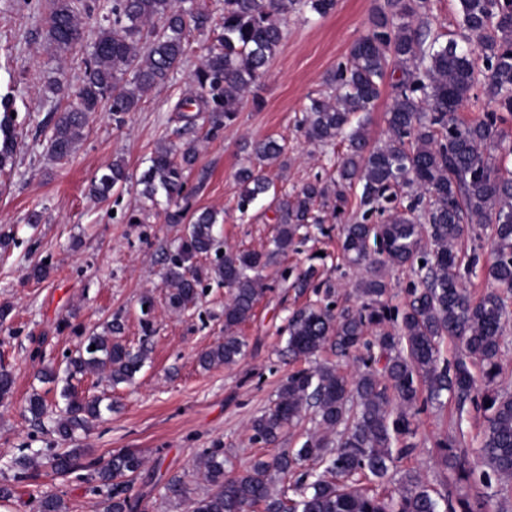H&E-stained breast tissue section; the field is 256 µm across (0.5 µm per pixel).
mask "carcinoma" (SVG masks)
Returning <instances> with one entry per match:
<instances>
[{
  "label": "carcinoma",
  "mask_w": 512,
  "mask_h": 512,
  "mask_svg": "<svg viewBox=\"0 0 512 512\" xmlns=\"http://www.w3.org/2000/svg\"><path fill=\"white\" fill-rule=\"evenodd\" d=\"M459 40L439 43L423 17L428 0H387L370 21L367 32L350 47L346 61L326 78L334 93L309 98L301 124L312 142L345 146L337 176L328 182L309 181L292 195L280 193L263 168L288 167L285 140L266 138L246 142L247 164L236 177L241 184L237 210L246 216L259 200L274 208L276 234L266 252L226 250L207 271L198 257L219 252L217 213L192 208L196 189L188 173L196 162V146L188 142L158 146L138 180L141 196L157 203L162 196L175 209L167 221H188L178 250L165 258L162 287L168 306L181 312L195 306L199 288L208 278L229 291L224 304V341L199 355L207 368L231 366L244 356L246 343L231 329L254 315L259 299L269 290L260 271L285 257L308 223H319L315 206H331L345 214L349 192L361 189V216L342 225V252L362 267L353 287L361 300L356 308L336 314L330 305L309 304L288 319L287 349L309 359L327 345L348 357L360 347L376 346L379 354L358 359L351 376L332 364L298 371L282 383L274 406L250 423L253 439L275 444L288 428L312 413L319 430L300 448L284 450L270 459L257 458L241 474L224 469V449H204L196 468L212 486L194 499L190 512H485L488 500L438 499L413 469L400 471L396 494L388 492L391 472L415 449L412 418L418 403H438L443 393L459 407L470 398L472 366H480L487 384L500 374V342L512 313L506 299L512 293V172H503L486 153L502 142L499 124L512 116V0H458ZM336 0H223L220 22L198 0H112V20L99 28L91 44L85 75L73 91L75 101L56 113L48 136V152L64 160L83 140L89 117L99 110L121 122L138 109L142 97L168 82L188 55L192 33L214 34L194 71L197 94L179 101L175 111L182 133L195 130L208 114L207 138H217L235 120L247 92L255 86L284 38L282 21L305 8L325 17ZM81 0H51L46 37L59 54L68 53L80 37ZM393 97L385 113L387 141L372 147L366 115L373 112L386 79ZM480 93H475V89ZM53 95H67L61 69L47 83ZM484 96L492 110L463 122L456 112ZM10 98L0 99V173L12 169L19 143ZM132 179L126 165L115 160L91 184L99 199ZM489 225L490 258L483 265L490 283L480 298L468 293L460 274L458 241L469 225ZM408 266L419 273L402 311L385 300L386 268ZM115 319L106 331L91 333L76 352L66 357L67 380L105 371L112 383L132 381L141 370L147 349L132 351L112 334L120 332ZM459 340L461 352L453 365L440 363L442 337ZM64 407L52 432L71 441L79 430L102 416L103 398H88L66 384ZM481 442V457L490 476H512V396L491 389ZM26 412L41 423L48 414L45 398L29 395ZM440 464L450 477L466 480L472 473L454 439H441ZM323 466L318 474L298 472L302 463ZM143 458L131 449L116 451L105 463L83 464L77 448L46 457L24 454L12 460L13 481L26 482L46 467L64 477L84 468L94 490L104 492L102 512H135L139 500L130 494ZM296 475L295 497L289 486L272 487V476ZM36 512H66L62 498L41 492Z\"/></svg>",
  "instance_id": "carcinoma-1"
}]
</instances>
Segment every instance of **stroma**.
I'll return each instance as SVG.
<instances>
[{
	"label": "stroma",
	"instance_id": "35a3bbf8",
	"mask_svg": "<svg viewBox=\"0 0 512 512\" xmlns=\"http://www.w3.org/2000/svg\"><path fill=\"white\" fill-rule=\"evenodd\" d=\"M97 3L96 10L82 14V38L61 62L45 38L44 14L30 12L21 0H0V98L13 99L22 142L13 172L0 178V235L14 238L7 254L0 256V306L11 309L0 325V363L11 368L15 379L12 397L0 403V480L8 476L6 464L21 449L61 446L48 428L34 426L25 412L26 399L35 391L44 393L50 405L61 401L59 386L41 383L38 372L46 366L63 370L66 354L117 314L124 325L123 342L134 349L147 344L148 358L130 384L111 385L103 372L81 380L80 391L109 398L112 408L88 432L78 434L74 445L85 449L89 461L108 460L122 448L138 449L145 463L132 493L140 512H188V501L168 500L165 486L178 476L190 498L207 493L208 483L193 468L203 449L222 445L225 467L234 473L248 469L255 458L279 452V447L253 440L250 422L273 406L288 375L308 368V361L286 353V326L292 311L316 298L313 289L299 290L282 279L283 268L316 265L321 281L333 285L340 309L354 305L351 289L359 273L341 257L340 220L322 211V226H311L305 243L263 270L269 289L253 318L237 329L246 343L244 357L229 367L199 365V354L224 337L227 290L208 281L196 307L183 312L168 308L163 259L176 250L185 227L166 223L163 206H151L141 197L136 177L158 144L180 143L181 123L173 107L194 95L193 72L208 40L197 37L172 78L147 94L123 122H115L104 110L92 114L86 139L69 159L57 161L46 149L49 118L69 101L53 97L44 86L59 65L71 85L80 84L91 43L112 6V0ZM383 4L337 0L328 16H289L283 41L236 119L218 138L196 133L197 160L189 176L190 186L197 189L193 204L217 211V229L227 246L265 251L275 233L266 203L255 206L250 220L239 218L236 172L243 163V141L287 139V169L266 171L283 191L293 192L333 173L334 146L309 142L297 124L309 97L329 94L327 75L345 61ZM115 160L125 162L132 182L105 200L91 197V180ZM34 210L42 212L43 221L33 227L27 216ZM133 212L140 223L128 222ZM43 261L52 266L49 277L31 278L30 269ZM146 295L154 299L153 331L148 336L142 331L140 310ZM487 390L480 380L465 409L446 397L415 414L416 448L398 467L416 469L438 494L486 496L490 512H512V480L488 486L480 478V403ZM445 437L466 449L473 471L469 481L442 477L436 442ZM87 477L84 469L63 478L42 469L36 481L17 486L13 500L0 505V512H33V499L41 491L59 495L68 512H102L101 497Z\"/></svg>",
	"mask_w": 512,
	"mask_h": 512
}]
</instances>
